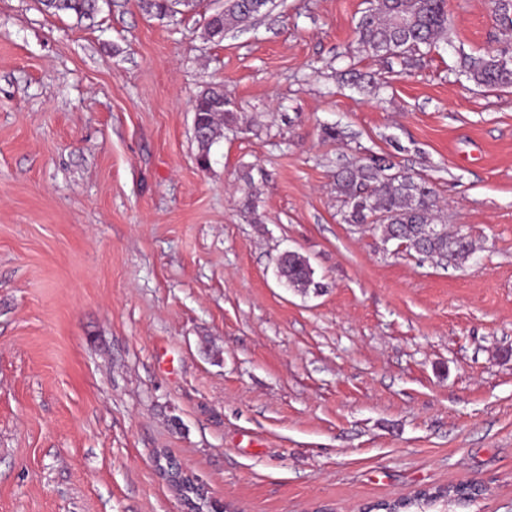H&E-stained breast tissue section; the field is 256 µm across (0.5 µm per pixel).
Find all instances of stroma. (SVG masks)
I'll use <instances>...</instances> for the list:
<instances>
[{
	"instance_id": "obj_1",
	"label": "stroma",
	"mask_w": 512,
	"mask_h": 512,
	"mask_svg": "<svg viewBox=\"0 0 512 512\" xmlns=\"http://www.w3.org/2000/svg\"><path fill=\"white\" fill-rule=\"evenodd\" d=\"M224 0L94 26L0 0V512H190L165 454L229 512H362L462 481L512 512V88L490 0L382 87L365 0ZM239 117L198 163L192 112ZM334 127L342 140L326 139ZM389 152L429 180L461 266L346 224L338 170ZM303 255L321 288L278 277ZM269 0H233L222 13L209 19L207 33L212 39H224V33L230 28L247 25L260 15L270 4ZM494 18L503 46L477 58L462 56L461 67L479 88L512 87V0H494Z\"/></svg>"
}]
</instances>
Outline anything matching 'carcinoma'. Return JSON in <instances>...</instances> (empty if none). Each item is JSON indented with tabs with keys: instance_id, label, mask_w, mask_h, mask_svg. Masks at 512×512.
<instances>
[{
	"instance_id": "1",
	"label": "carcinoma",
	"mask_w": 512,
	"mask_h": 512,
	"mask_svg": "<svg viewBox=\"0 0 512 512\" xmlns=\"http://www.w3.org/2000/svg\"><path fill=\"white\" fill-rule=\"evenodd\" d=\"M99 0H37L41 11L66 14L77 21L91 20L98 11ZM369 7L355 26L362 51L381 60L386 69L399 73L417 65L425 55L448 40L446 0H367ZM144 9L159 18L175 13V7L192 5L190 0H142ZM269 5V0H230L224 11L209 19L207 33L212 39H224V33L247 25ZM494 18L503 36V46L475 58L464 55L461 67L479 88L512 87V0H494ZM200 112L197 138L199 163L208 165L210 148L221 136L222 126L235 121L234 112L226 108L224 90L209 89L195 100ZM336 197L342 205L346 224H369L384 241L397 245L425 259H437L459 265L473 251L472 241L462 233L443 234L434 238L423 235L428 224L440 223L439 200L434 188L424 179H416L397 170L389 154H372L352 168L336 175ZM280 279L288 287L305 292L320 287L314 271L294 252L280 257L277 265ZM441 494L421 492L404 500L381 502L376 512H440L444 508ZM478 498V493L464 486L456 491L450 508L465 512Z\"/></svg>"
}]
</instances>
